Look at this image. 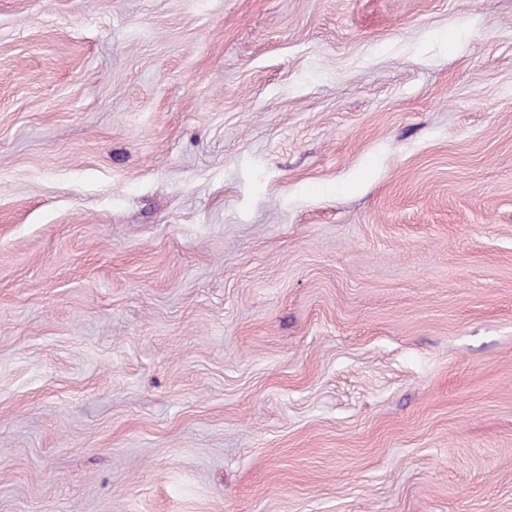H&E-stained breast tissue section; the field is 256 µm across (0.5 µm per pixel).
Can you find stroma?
Segmentation results:
<instances>
[{
  "label": "stroma",
  "mask_w": 512,
  "mask_h": 512,
  "mask_svg": "<svg viewBox=\"0 0 512 512\" xmlns=\"http://www.w3.org/2000/svg\"><path fill=\"white\" fill-rule=\"evenodd\" d=\"M0 512H512V0H0Z\"/></svg>",
  "instance_id": "1"
}]
</instances>
